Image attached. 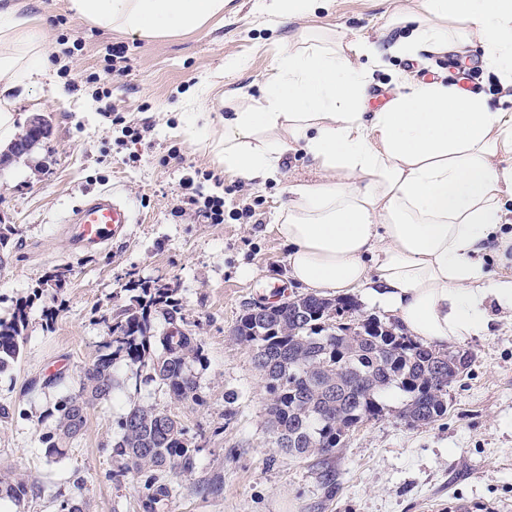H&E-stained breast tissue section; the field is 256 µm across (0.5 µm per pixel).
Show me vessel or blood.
<instances>
[{"label":"vessel or blood","mask_w":512,"mask_h":512,"mask_svg":"<svg viewBox=\"0 0 512 512\" xmlns=\"http://www.w3.org/2000/svg\"><path fill=\"white\" fill-rule=\"evenodd\" d=\"M134 215L112 190L87 196L71 210L64 234L72 249L95 250L127 239Z\"/></svg>","instance_id":"vessel-or-blood-1"}]
</instances>
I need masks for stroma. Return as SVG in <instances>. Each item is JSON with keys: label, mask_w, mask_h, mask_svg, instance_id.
<instances>
[{"label": "stroma", "mask_w": 512, "mask_h": 512, "mask_svg": "<svg viewBox=\"0 0 512 512\" xmlns=\"http://www.w3.org/2000/svg\"><path fill=\"white\" fill-rule=\"evenodd\" d=\"M39 18L47 77L12 95L16 135L35 118L50 134L27 154L0 145V224L16 229L15 247L0 256V317L28 296L55 266L67 265L65 287L45 290L29 312L21 361L0 375V404L15 410L0 421V478L39 486L29 506L0 501V512H59L82 498L88 512H142V484L112 477L105 450L115 421L130 402L177 415L198 445L199 467L170 477L171 496L159 512H512V313L491 308L488 336L466 343L468 373L448 389V412L434 424L410 428L398 417L402 398L390 393L386 412L347 434L327 464L294 459L268 431L266 392L252 353L233 328L245 303L263 299L268 284L288 277V248L274 217L295 182L320 181L302 143L285 145L284 174L259 185L226 174L210 142L224 116L256 108L278 59L313 45L348 50L366 39L407 36L399 22L416 0H332L300 20L262 13L257 0H227L222 15L180 33L131 34L99 28L76 16L68 0H21ZM124 45L126 73L103 76L113 44ZM472 48L383 56L372 87L394 95L399 78L446 79L456 62H480ZM141 130L127 137L126 127ZM180 160H169L171 149ZM214 171L221 184L205 192L224 197V221L208 224L193 212L176 215L186 166ZM120 186L136 216L123 242L70 249L64 221L86 193ZM161 280L178 288L185 315L201 340L204 365L194 372L204 405L170 399L155 385L124 384L94 404L81 438L65 458L47 461L40 443L56 425L62 389L44 387L50 373L74 387L83 366L109 340L103 314L128 302L130 281ZM65 386V387H66ZM336 473L326 494L322 468Z\"/></svg>", "instance_id": "obj_1"}]
</instances>
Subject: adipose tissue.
I'll list each match as a JSON object with an SVG mask.
<instances>
[{"mask_svg": "<svg viewBox=\"0 0 512 512\" xmlns=\"http://www.w3.org/2000/svg\"><path fill=\"white\" fill-rule=\"evenodd\" d=\"M103 28L143 34L201 27L224 0H69ZM399 52L479 46L512 87V0H417ZM46 74L37 18L0 8V143L14 135L7 91ZM371 73L345 51L312 46L282 56L266 103L224 119L226 173L249 181L280 174L282 146L300 140L323 174L297 183L276 230L288 273L317 293L361 289L414 338L440 348L486 335L485 303L512 311V276L492 277L482 255L503 232L512 200V111L441 82H402L380 111L366 112Z\"/></svg>", "mask_w": 512, "mask_h": 512, "instance_id": "1", "label": "adipose tissue"}]
</instances>
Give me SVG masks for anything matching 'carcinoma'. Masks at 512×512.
I'll return each mask as SVG.
<instances>
[{"label": "carcinoma", "mask_w": 512, "mask_h": 512, "mask_svg": "<svg viewBox=\"0 0 512 512\" xmlns=\"http://www.w3.org/2000/svg\"><path fill=\"white\" fill-rule=\"evenodd\" d=\"M70 275L56 267L36 290L62 288ZM129 303L102 316L109 347L87 364L76 388L55 403V431L42 436L50 459L63 458L77 442L90 404L120 387L114 366L126 362L135 384H154L172 399L204 404L193 365L204 349L183 314L178 289L166 283L132 282ZM29 302L0 319V373L22 358ZM355 301L314 293L287 296L274 305L249 302L235 327L253 352L268 395L266 414L273 444L303 458L329 456L348 432L385 410L384 396H403L399 418L409 427L430 425L448 412V387L458 375L448 367V350L424 345L376 317L356 318ZM160 314L167 327L151 333ZM117 438L107 451L112 476L144 482V512H157L171 494L166 475L192 476L198 468L195 437L181 420L153 405L134 403L116 420ZM39 490L25 481L0 480V498L23 506Z\"/></svg>", "instance_id": "cac0c4a2"}]
</instances>
